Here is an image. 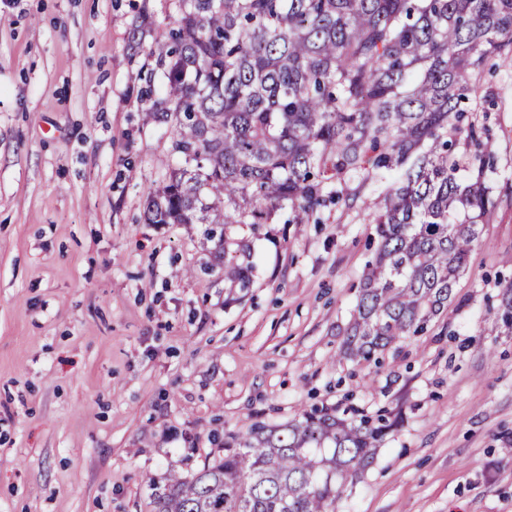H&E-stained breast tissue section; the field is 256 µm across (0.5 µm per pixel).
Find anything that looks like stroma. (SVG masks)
Masks as SVG:
<instances>
[{
	"mask_svg": "<svg viewBox=\"0 0 512 512\" xmlns=\"http://www.w3.org/2000/svg\"><path fill=\"white\" fill-rule=\"evenodd\" d=\"M175 0H0V512H152L228 435L313 407L401 411L337 512H512V72L465 107L497 201L444 313L382 367L339 358L374 226L365 200L283 211L230 287L201 224H149L173 123L136 100ZM151 22L144 49L131 32Z\"/></svg>",
	"mask_w": 512,
	"mask_h": 512,
	"instance_id": "1",
	"label": "stroma"
}]
</instances>
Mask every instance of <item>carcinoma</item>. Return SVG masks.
I'll return each mask as SVG.
<instances>
[{
	"label": "carcinoma",
	"instance_id": "carcinoma-1",
	"mask_svg": "<svg viewBox=\"0 0 512 512\" xmlns=\"http://www.w3.org/2000/svg\"><path fill=\"white\" fill-rule=\"evenodd\" d=\"M149 56L165 80L139 94L144 121L175 120L171 169L146 189L150 224H271L326 203L368 204L376 249L341 354L383 364L448 305L496 203L485 161L463 175L461 102L487 60L512 64V0H178ZM224 249V277L250 283ZM387 411L314 409L256 422L191 478H148L154 512H336L392 430Z\"/></svg>",
	"mask_w": 512,
	"mask_h": 512
}]
</instances>
